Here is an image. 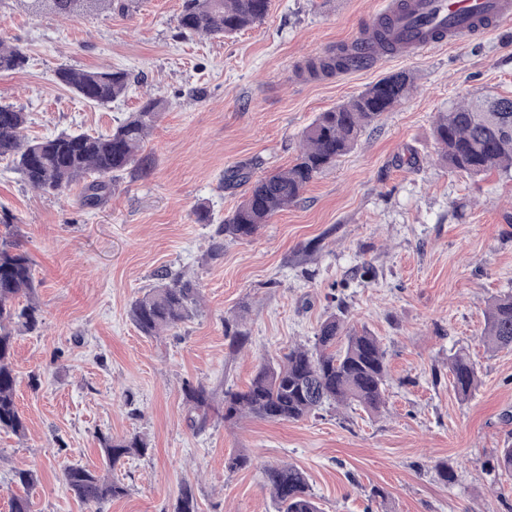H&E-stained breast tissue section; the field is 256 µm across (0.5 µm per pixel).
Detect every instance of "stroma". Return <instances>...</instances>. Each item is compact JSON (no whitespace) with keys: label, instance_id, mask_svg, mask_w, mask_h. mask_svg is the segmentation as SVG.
I'll return each instance as SVG.
<instances>
[{"label":"stroma","instance_id":"obj_1","mask_svg":"<svg viewBox=\"0 0 512 512\" xmlns=\"http://www.w3.org/2000/svg\"><path fill=\"white\" fill-rule=\"evenodd\" d=\"M383 6L271 0L253 28L209 37L180 33L182 0L67 19L0 0V37L27 56L0 72V104L27 112L29 137L106 133L148 97L168 103L143 143L150 171L126 172L97 207L82 205L77 186L42 194L0 160V214L34 262L42 318L15 341L28 432L0 431V512H10L18 469L38 475L31 512H88L63 467L102 469L101 437L134 434L149 450L111 471L127 493L103 512H170L186 484L199 512H277L262 469L288 463L306 472L321 512H512V473L496 462L512 445V348L492 352L479 338L489 303L512 290V177L449 171L433 137L437 114L464 97L512 98V21L484 39L307 76L308 60L354 45ZM62 65L121 69L131 86L90 103L55 83ZM398 71L414 78L410 96L300 203L250 239L221 240L248 191L226 186L232 170L288 167L319 112ZM201 207L208 221H198ZM162 270L195 281L200 304L177 329L148 337L128 310ZM340 309L386 352L379 414L327 406L297 422H227L187 403V382L218 395L246 389L261 364L313 344ZM228 320L247 333L241 348L224 334ZM460 350L479 379L466 401L448 374ZM238 453L250 465L229 469ZM442 461L451 483L437 476Z\"/></svg>","mask_w":512,"mask_h":512}]
</instances>
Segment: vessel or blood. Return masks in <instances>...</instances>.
<instances>
[{
  "label": "vessel or blood",
  "instance_id": "vessel-or-blood-1",
  "mask_svg": "<svg viewBox=\"0 0 512 512\" xmlns=\"http://www.w3.org/2000/svg\"><path fill=\"white\" fill-rule=\"evenodd\" d=\"M385 12L406 52L419 53L436 46L434 30L451 42L487 34L512 16V0H388Z\"/></svg>",
  "mask_w": 512,
  "mask_h": 512
}]
</instances>
